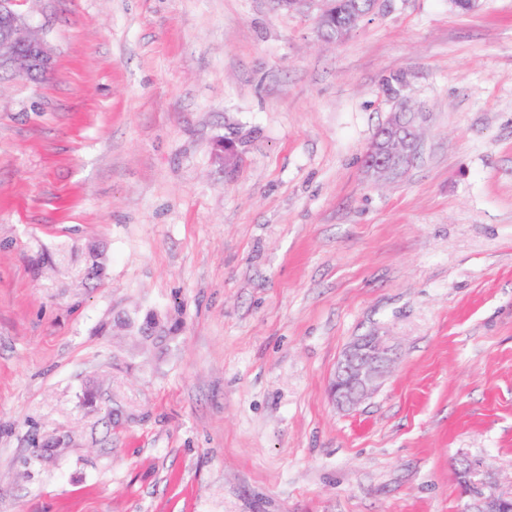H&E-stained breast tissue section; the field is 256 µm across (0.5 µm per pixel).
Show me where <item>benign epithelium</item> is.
<instances>
[{
    "label": "benign epithelium",
    "instance_id": "7a95c632",
    "mask_svg": "<svg viewBox=\"0 0 512 512\" xmlns=\"http://www.w3.org/2000/svg\"><path fill=\"white\" fill-rule=\"evenodd\" d=\"M20 0H0V69L21 75H41L52 68L44 39L18 9ZM420 114L402 106L371 142L364 155L367 171L377 179L399 174L417 155ZM394 349L377 334L350 344L337 362L330 395L337 406L353 408L370 396L389 373ZM478 468L465 461L458 475L465 494L474 498L471 512H512V497L490 490L476 478Z\"/></svg>",
    "mask_w": 512,
    "mask_h": 512
}]
</instances>
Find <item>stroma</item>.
<instances>
[{
  "label": "stroma",
  "mask_w": 512,
  "mask_h": 512,
  "mask_svg": "<svg viewBox=\"0 0 512 512\" xmlns=\"http://www.w3.org/2000/svg\"><path fill=\"white\" fill-rule=\"evenodd\" d=\"M21 9L53 68L0 77V512H466L464 460L512 495V0L337 42L318 0ZM403 103L420 149L378 183ZM374 331L397 364L339 408ZM420 114L401 106L371 142L364 155L367 171L376 179L399 174L417 155ZM394 361V349L384 336L371 334L357 339L337 362L330 385L331 398L338 407H355L378 388Z\"/></svg>",
  "instance_id": "stroma-1"
}]
</instances>
